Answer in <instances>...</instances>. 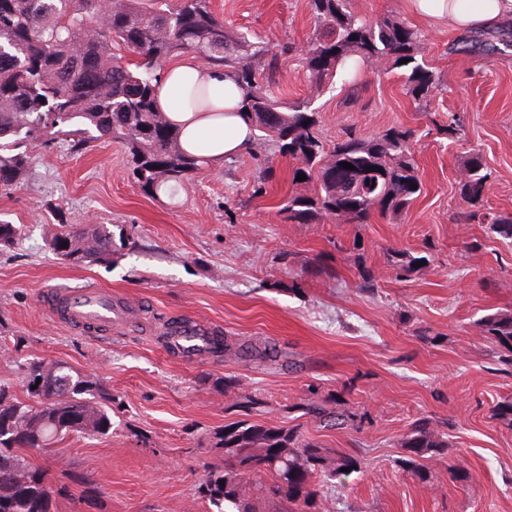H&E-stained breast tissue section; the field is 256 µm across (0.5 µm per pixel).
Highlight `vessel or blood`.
<instances>
[{
	"instance_id": "b4317fda",
	"label": "vessel or blood",
	"mask_w": 512,
	"mask_h": 512,
	"mask_svg": "<svg viewBox=\"0 0 512 512\" xmlns=\"http://www.w3.org/2000/svg\"><path fill=\"white\" fill-rule=\"evenodd\" d=\"M55 316L69 325H91L104 331L125 328L134 319L137 304L116 298L96 288H57L46 298ZM169 344L185 360L194 362L211 356L213 346L208 330L186 319L167 326Z\"/></svg>"
}]
</instances>
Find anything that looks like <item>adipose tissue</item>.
I'll use <instances>...</instances> for the list:
<instances>
[{
	"instance_id": "obj_1",
	"label": "adipose tissue",
	"mask_w": 512,
	"mask_h": 512,
	"mask_svg": "<svg viewBox=\"0 0 512 512\" xmlns=\"http://www.w3.org/2000/svg\"><path fill=\"white\" fill-rule=\"evenodd\" d=\"M415 14L458 31L512 22V0H409ZM233 77L185 54L165 65L156 86V105L180 133L187 154L219 166L252 145L253 133L241 108Z\"/></svg>"
}]
</instances>
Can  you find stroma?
<instances>
[{"label": "stroma", "instance_id": "1", "mask_svg": "<svg viewBox=\"0 0 512 512\" xmlns=\"http://www.w3.org/2000/svg\"><path fill=\"white\" fill-rule=\"evenodd\" d=\"M351 6L366 19L393 15L418 29L441 79L424 111L399 73L381 65L315 102L331 143L347 128L365 137L393 125L414 130L423 192L402 216L281 223L292 162L269 146L151 197L128 178L120 145L21 142L32 164L17 186L0 190V221L22 229L0 250V386L22 395L24 365L45 360L112 395L108 434L69 435L51 455L32 454L67 489L58 512H209L199 486L224 463L225 426L241 421L292 427L330 456L355 458V472L324 485L328 512H512V422L495 414L512 400V367L479 326L512 314V239L452 219L465 205L457 183L475 150L492 171L486 209L512 212V27L487 32L498 49L486 54L414 16L407 0ZM211 7L226 29L267 42L278 60L277 96L309 95L307 0ZM453 113L464 114L465 126L451 138L440 128ZM63 221L110 228L111 259L61 260L48 239ZM397 250L425 257L424 268L397 278ZM365 274L374 289L361 290ZM89 286L139 303L137 323L108 337L69 328L43 303L49 289ZM174 318L237 344H274L279 356L185 362L163 341ZM245 396L261 409H235ZM325 399L350 421L330 427L303 415L301 404ZM420 421L448 439L443 454L423 459L424 482L401 464L400 441Z\"/></svg>", "mask_w": 512, "mask_h": 512}]
</instances>
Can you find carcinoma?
Returning <instances> with one entry per match:
<instances>
[{
  "instance_id": "cac0c4a2",
  "label": "carcinoma",
  "mask_w": 512,
  "mask_h": 512,
  "mask_svg": "<svg viewBox=\"0 0 512 512\" xmlns=\"http://www.w3.org/2000/svg\"><path fill=\"white\" fill-rule=\"evenodd\" d=\"M314 21L305 51L311 96L292 103L275 97L260 76L274 60L263 42L224 28L210 0H112L104 16L101 0H0V189L19 183L31 157L19 151L22 140L65 136L73 148L104 141L125 146L129 176L149 195L181 186L205 161L186 154L179 132L155 107V87L166 62L185 53L232 74L241 87L257 140L291 159V183L297 189L278 205L285 224L329 221L367 224L372 216L398 217L422 192L413 149V132L391 127L362 137L352 130L330 144L321 135L317 94L351 71L385 64L403 70L407 93L427 109L440 76L419 59L421 33L386 15L374 22L351 10L350 0H308ZM140 61L132 63L126 54ZM407 63H401V60ZM354 169L347 170L341 163ZM303 173L306 180H297ZM491 172L471 153L458 183L467 207L454 213L458 224H489L512 238V213H491L483 204ZM314 189L308 191L307 185ZM417 189H411V186ZM70 263L104 261L112 255V232L102 226L61 224L50 239ZM420 258L404 251L393 255L396 269L419 271ZM484 332L505 349L512 365V315L492 314L481 321ZM268 358L276 345L245 349L216 338L213 353ZM23 387L34 404L0 388V512H57V490L48 472L27 460L31 450L48 451L71 434H107L112 428V398L97 381L52 362L32 361L24 368ZM323 421H339L324 401L303 406ZM224 466L200 485L217 512H256L246 495L250 480L269 477L286 512H325L318 479H332L353 466L336 460L319 445L299 444L285 426L239 423L224 429ZM405 469L427 480L419 462L440 454L448 442L426 424L411 429L401 442Z\"/></svg>"
}]
</instances>
